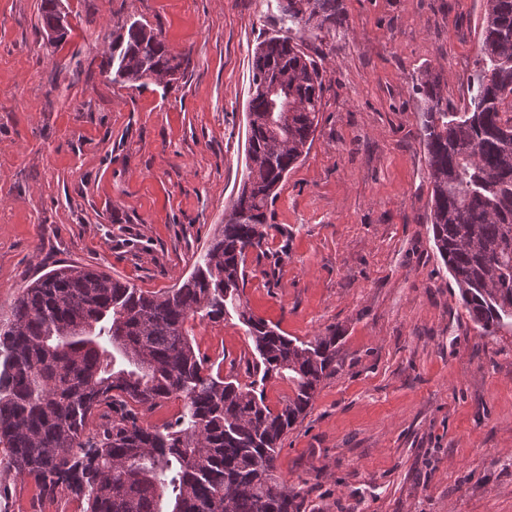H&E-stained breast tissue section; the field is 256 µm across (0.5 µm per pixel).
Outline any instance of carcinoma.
<instances>
[{
    "instance_id": "obj_1",
    "label": "carcinoma",
    "mask_w": 512,
    "mask_h": 512,
    "mask_svg": "<svg viewBox=\"0 0 512 512\" xmlns=\"http://www.w3.org/2000/svg\"><path fill=\"white\" fill-rule=\"evenodd\" d=\"M283 19L328 32L340 0H276ZM56 0H41L43 32ZM185 57L138 20L121 26L102 68L112 81H176ZM475 93L448 111L439 78L423 73V142L432 184L435 247L482 336L512 328V0H486ZM279 83L300 107L268 119L256 89ZM246 172L203 263L159 294L107 272L64 265L17 299L0 325L3 467L30 478L37 499L61 491L80 512H303L304 497L279 482L283 436L303 417L320 382L336 372V334L299 342L254 317L242 300L246 257L267 244L270 207L306 156L322 110L324 74L302 45L273 35L252 58ZM236 315L253 343L250 382L214 371L194 346L189 320ZM292 395L274 411L267 384ZM178 398L174 421L139 416ZM168 498L169 510L162 508Z\"/></svg>"
}]
</instances>
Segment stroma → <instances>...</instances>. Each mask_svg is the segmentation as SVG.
I'll return each mask as SVG.
<instances>
[{"label": "stroma", "instance_id": "35a3bbf8", "mask_svg": "<svg viewBox=\"0 0 512 512\" xmlns=\"http://www.w3.org/2000/svg\"><path fill=\"white\" fill-rule=\"evenodd\" d=\"M39 4L0 0V324L60 265L148 293L187 277L245 171L254 48L303 41L323 109L243 301L289 338L338 341L278 475L305 512H512V331L479 334L436 252L415 91L428 70L449 106L469 103L483 0H342L331 33L288 26L269 0H64L57 47ZM133 20L187 56L178 83L102 73ZM191 326L222 371H244L237 318Z\"/></svg>", "mask_w": 512, "mask_h": 512}]
</instances>
